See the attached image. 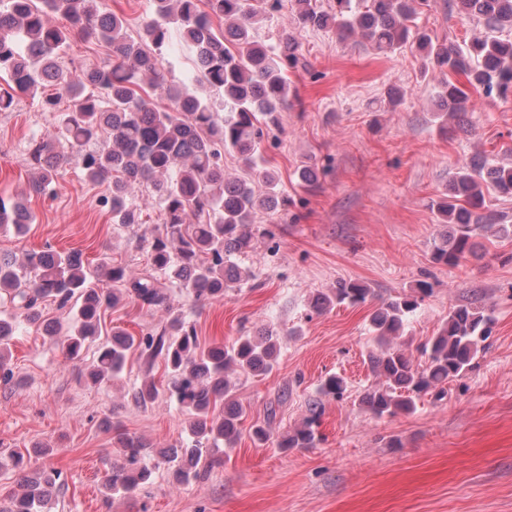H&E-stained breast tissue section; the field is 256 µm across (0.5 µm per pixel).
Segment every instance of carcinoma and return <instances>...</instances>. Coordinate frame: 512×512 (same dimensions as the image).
Wrapping results in <instances>:
<instances>
[{
    "instance_id": "obj_1",
    "label": "carcinoma",
    "mask_w": 512,
    "mask_h": 512,
    "mask_svg": "<svg viewBox=\"0 0 512 512\" xmlns=\"http://www.w3.org/2000/svg\"><path fill=\"white\" fill-rule=\"evenodd\" d=\"M470 17L483 21L484 31L462 46H450L431 35H417L416 47L441 75L437 94L442 116L457 118L466 111L469 96L452 80L466 78L476 92L506 97L512 94V0H458ZM155 16L145 21L134 38L126 20L100 10L99 0H0V111L10 109L14 96H35L55 87L41 99L49 112L67 98L60 114L61 140L34 139L29 143L32 166L30 191L44 194L64 166L75 158L91 183L108 185L103 206L112 223H140L141 205L132 190L142 187L163 213L162 230L148 244L149 263L135 272L122 265L104 267L103 286L91 285L81 257L52 250L28 252L21 258L0 256V301L12 312L0 313V381L9 384L11 345L20 324H36L47 299L65 310L70 323L60 339L65 358L80 359L86 342L97 336L101 312L134 302L143 308H163L167 325L140 337L122 330L98 349L96 363L83 373L95 386L105 385L122 371L127 353L138 348L147 358L162 359L168 374L170 398L192 416L187 439L178 448L156 450L112 420L106 427L123 448L121 460L106 470L101 486L105 500L124 496L149 483L154 470L167 467L173 481L188 485L203 480L220 464L219 453L233 448L240 437L246 410L236 397L232 375H266L280 354L277 332L268 328L259 338L241 336L230 345L203 346L195 325L183 311L170 306L168 285L185 289L194 303L221 299L233 284L249 278L235 256L250 247L257 212L275 215L288 198L278 188V176L264 167L258 180L230 177L224 172V152L238 155L248 170L257 167L263 129L274 123L289 93L286 71L299 63L293 43L279 53L254 40L259 9L249 0H154ZM326 11L317 0H291V9L305 25L359 34L378 51H395L409 39L418 6L428 0H335ZM59 14L69 22L61 28L50 20ZM224 20V30L214 19ZM191 48L196 70L186 82L169 78L163 51L173 35ZM101 42L112 64L68 73L56 59L71 36ZM221 95L222 101L212 98ZM168 102L161 108L155 102ZM512 194V165L489 163L476 155L450 181L447 195L436 201L441 223L450 227L434 245V261L452 266L475 255L474 238L496 221L485 211L484 190ZM34 216L18 200L0 199V228L25 233ZM433 293L427 281L411 293L382 304L370 322L379 351L369 355L372 372L382 384L360 400L376 418L410 414L424 395L442 398L444 385L474 368L493 323L492 309L459 306L448 313L441 329L418 346L425 364L396 339L404 335L410 317ZM371 290L356 280L336 282L330 293H318L312 308L366 304ZM345 380L328 376L317 397L309 400V416L283 436L277 447L312 448L322 415V397L341 399ZM18 491L3 502L0 512H44L53 491L61 490L56 471L26 473L23 457Z\"/></svg>"
}]
</instances>
